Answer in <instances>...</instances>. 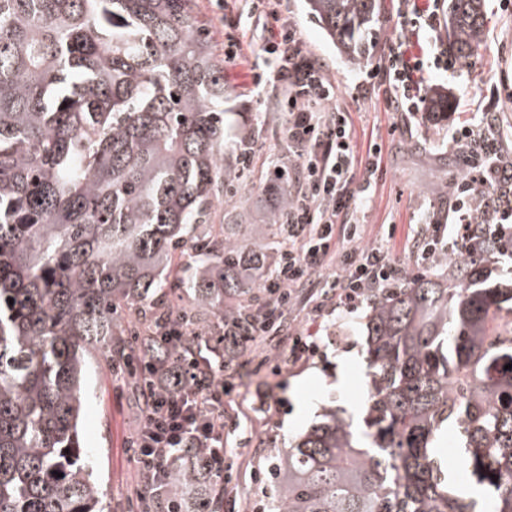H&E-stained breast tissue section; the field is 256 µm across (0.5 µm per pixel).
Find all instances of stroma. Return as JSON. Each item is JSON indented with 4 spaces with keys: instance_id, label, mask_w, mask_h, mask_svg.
<instances>
[{
    "instance_id": "stroma-1",
    "label": "stroma",
    "mask_w": 512,
    "mask_h": 512,
    "mask_svg": "<svg viewBox=\"0 0 512 512\" xmlns=\"http://www.w3.org/2000/svg\"><path fill=\"white\" fill-rule=\"evenodd\" d=\"M419 7L437 13L438 25L430 32L411 33L406 0H382L374 27L372 49L359 65H352L328 45L320 29L306 15L302 0H287L288 12L309 51L325 65L336 96L334 106L350 116L354 143L366 153L370 140L382 145V168L367 192V202L355 217L364 224L365 244L382 247L399 264L413 262L411 240L418 227L438 219L450 223L452 190L466 172V149L453 144L455 129L468 123L498 138L504 150L512 149V100L501 98L497 88L512 78V12L499 0H486L491 21L472 56L457 62L455 71L433 66L437 52L447 47V0H416ZM200 20L207 26L216 56L224 54L225 35H246L261 41L273 27V19L251 21L240 12L218 10L212 0H195ZM402 50L409 60L420 61L413 78L422 91L448 94L451 106L442 113L421 111L415 115L389 108L391 88L373 70L393 50ZM255 55L224 63L227 90L225 111L237 113L236 136L251 156L242 165L240 151L224 154V165L239 171L238 193L217 205L213 224H268L280 211V198L271 191L273 168L292 169L297 157L288 139L285 96L278 84L264 92L252 86ZM243 148V149H244ZM394 236H385L387 225ZM335 260H327L310 284L301 288L287 319L291 328L319 329L320 348L306 360L295 362L287 345L254 342L242 364L224 370L229 391L224 397L226 423L234 424L227 445L241 462L232 485L237 501L259 508L267 502L266 482L255 481L252 466L268 467L274 449L316 421L324 408L334 406L358 414L365 392V353L360 313L335 311L317 316L314 300L327 280L339 274ZM276 384V396L259 404L249 391L257 381ZM139 395L128 379L114 372L91 367L85 382L82 421L84 451L90 457L107 492L112 512H129L128 494L140 483V466L128 451L135 433L133 418Z\"/></svg>"
}]
</instances>
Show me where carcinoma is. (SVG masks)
I'll list each match as a JSON object with an SVG mask.
<instances>
[{"label":"carcinoma","instance_id":"1","mask_svg":"<svg viewBox=\"0 0 512 512\" xmlns=\"http://www.w3.org/2000/svg\"><path fill=\"white\" fill-rule=\"evenodd\" d=\"M326 38L360 63L380 0H306ZM486 0H448V52L471 56ZM224 70L192 0H0V512H111L81 435L89 357L119 364L138 337L146 362L178 358L123 307L165 290L186 308L151 310L194 328L249 307L287 225L199 233L233 197ZM181 273L168 272L175 256ZM502 241L480 236L451 264L372 288L361 319L367 395L355 421L330 408L277 463L270 512H480L438 455L512 512V283L491 277ZM185 448L154 512H213L224 471Z\"/></svg>","mask_w":512,"mask_h":512}]
</instances>
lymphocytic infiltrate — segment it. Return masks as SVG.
I'll return each instance as SVG.
<instances>
[{"label": "lymphocytic infiltrate", "mask_w": 512, "mask_h": 512, "mask_svg": "<svg viewBox=\"0 0 512 512\" xmlns=\"http://www.w3.org/2000/svg\"><path fill=\"white\" fill-rule=\"evenodd\" d=\"M242 4L249 15L272 18L276 29L258 46L226 37L224 57L255 54V90L274 82L287 93L288 138L297 148L299 188L284 216L288 245L265 282L268 304L225 325L218 352L205 344L188 358L159 361L147 369L135 446L144 484L151 488L170 458L185 448L202 447L208 464L232 471L235 454L224 445V368L242 357L249 343L282 335L284 309L293 305L296 288L309 281L326 258L338 256L341 272L328 281L323 298L347 312L361 303L368 289L393 286L409 275L408 267L391 261L382 248L362 245L364 227L349 217L365 200L366 187L357 183V171L363 166L369 175L379 173L380 144H371L367 157L358 155L351 121L347 113L328 110L334 87L307 51L284 0H222L221 7L230 11ZM412 71L398 52L382 68L394 89L391 107L408 114L419 112L424 101ZM453 140L467 148V173L453 188L452 223L428 225L414 244L421 268L438 254L458 253L479 235L512 241V194L503 188L506 174L512 172V156L489 132L471 125L457 129ZM343 241L348 249H340Z\"/></svg>", "instance_id": "obj_1"}]
</instances>
